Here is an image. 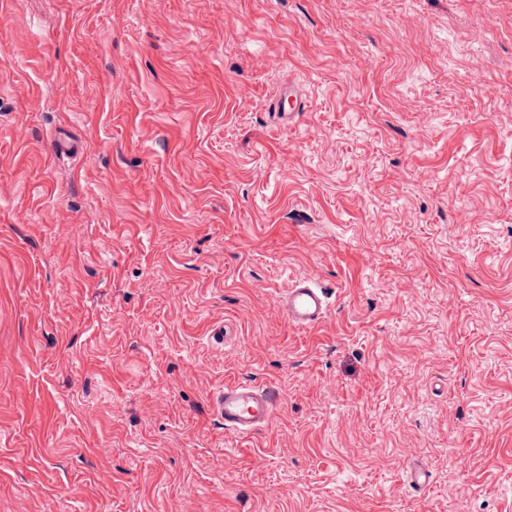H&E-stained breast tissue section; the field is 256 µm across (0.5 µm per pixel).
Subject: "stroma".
<instances>
[{"mask_svg": "<svg viewBox=\"0 0 512 512\" xmlns=\"http://www.w3.org/2000/svg\"><path fill=\"white\" fill-rule=\"evenodd\" d=\"M0 512H512V0H0ZM288 101V110L284 107H281V104L284 100ZM300 107L298 106V101L296 98V92L294 88L288 84V87H284L277 99V117L280 122L284 125H292L299 115ZM329 296L309 278L293 280L283 291L279 304L288 322L302 328H316L328 317ZM277 398L269 390L253 383L224 384L210 398L213 413L224 429L250 434L272 415Z\"/></svg>", "mask_w": 512, "mask_h": 512, "instance_id": "stroma-1", "label": "stroma"}]
</instances>
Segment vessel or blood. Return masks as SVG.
Listing matches in <instances>:
<instances>
[{
  "instance_id": "vessel-or-blood-1",
  "label": "vessel or blood",
  "mask_w": 512,
  "mask_h": 512,
  "mask_svg": "<svg viewBox=\"0 0 512 512\" xmlns=\"http://www.w3.org/2000/svg\"><path fill=\"white\" fill-rule=\"evenodd\" d=\"M279 304L289 323L302 328L320 326L330 311L329 296L309 278L293 280L283 291ZM277 398L253 383L234 382L218 389L210 398L213 413L225 429L249 434L272 415Z\"/></svg>"
}]
</instances>
